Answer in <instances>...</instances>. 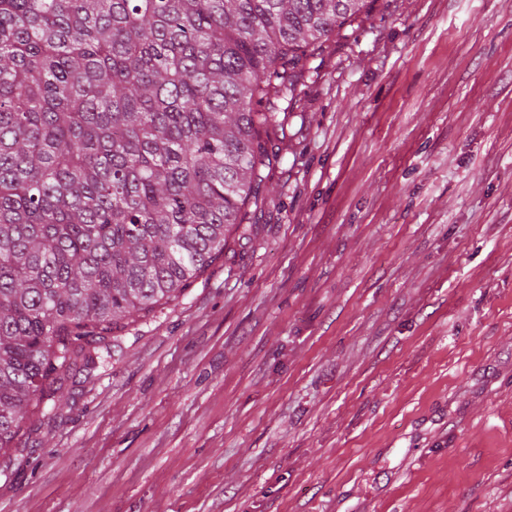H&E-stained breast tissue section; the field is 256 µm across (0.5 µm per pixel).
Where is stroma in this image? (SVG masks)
<instances>
[{"label": "stroma", "mask_w": 512, "mask_h": 512, "mask_svg": "<svg viewBox=\"0 0 512 512\" xmlns=\"http://www.w3.org/2000/svg\"><path fill=\"white\" fill-rule=\"evenodd\" d=\"M245 212L0 512H512V0H367Z\"/></svg>", "instance_id": "obj_1"}]
</instances>
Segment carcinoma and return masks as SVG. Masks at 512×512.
Here are the masks:
<instances>
[{"instance_id":"1","label":"carcinoma","mask_w":512,"mask_h":512,"mask_svg":"<svg viewBox=\"0 0 512 512\" xmlns=\"http://www.w3.org/2000/svg\"><path fill=\"white\" fill-rule=\"evenodd\" d=\"M365 0H0V457L224 255Z\"/></svg>"}]
</instances>
